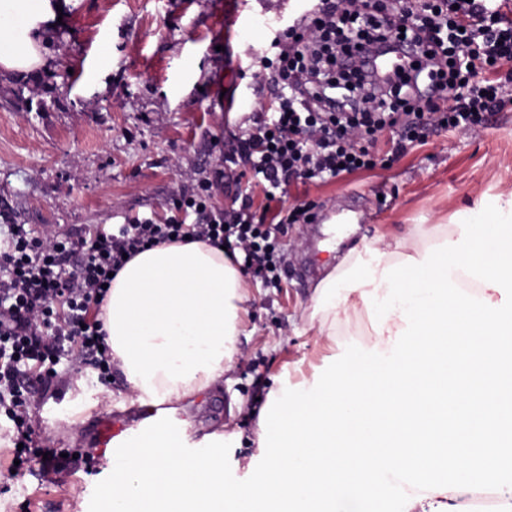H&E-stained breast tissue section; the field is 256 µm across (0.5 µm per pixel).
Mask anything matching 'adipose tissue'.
Masks as SVG:
<instances>
[{
    "label": "adipose tissue",
    "instance_id": "adipose-tissue-1",
    "mask_svg": "<svg viewBox=\"0 0 512 512\" xmlns=\"http://www.w3.org/2000/svg\"><path fill=\"white\" fill-rule=\"evenodd\" d=\"M61 0H0V69L45 64ZM468 247L430 230L349 251L316 285L308 317L319 335L363 314L374 340L313 382L280 384L259 412L265 457L249 483L224 480L221 447L240 434L205 436L209 451H182L189 421L156 423L112 464L121 478L112 512H372L383 497L399 512H466L488 488L509 497L512 463V197L476 211ZM475 281L469 295L461 278ZM241 271L201 241L140 252L111 283L100 318L129 391V406L176 413L214 390L231 368L246 300Z\"/></svg>",
    "mask_w": 512,
    "mask_h": 512
}]
</instances>
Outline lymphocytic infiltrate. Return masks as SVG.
Returning <instances> with one entry per match:
<instances>
[{"instance_id": "f902f5d3", "label": "lymphocytic infiltrate", "mask_w": 512, "mask_h": 512, "mask_svg": "<svg viewBox=\"0 0 512 512\" xmlns=\"http://www.w3.org/2000/svg\"><path fill=\"white\" fill-rule=\"evenodd\" d=\"M502 6V0H428L420 9L380 4L360 13L339 0H312L272 39L271 55L261 57L262 82L274 97L236 137L226 169L176 195L177 210L193 222L142 216L41 237L25 225H7L0 237V414L14 424L13 456L21 468L55 475L69 469L70 458L32 425V388L68 385L70 375L57 370L65 358L108 382L112 353L99 314L110 274L146 249L193 239L225 248L244 272L278 286L285 224L313 219L304 204L285 210L292 183L375 168L380 136L398 155L432 132L478 124L501 106L496 74L512 62V20ZM392 28L403 36L389 38ZM385 47L402 52L405 64L383 77L369 60ZM363 85L371 89L366 106L355 96ZM246 175L262 188L261 212H253L246 193L239 207L209 212L214 189L226 181L239 185Z\"/></svg>"}]
</instances>
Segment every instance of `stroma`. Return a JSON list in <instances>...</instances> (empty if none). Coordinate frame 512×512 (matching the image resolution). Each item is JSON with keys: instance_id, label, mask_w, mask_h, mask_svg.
<instances>
[{"instance_id": "stroma-1", "label": "stroma", "mask_w": 512, "mask_h": 512, "mask_svg": "<svg viewBox=\"0 0 512 512\" xmlns=\"http://www.w3.org/2000/svg\"><path fill=\"white\" fill-rule=\"evenodd\" d=\"M72 0L50 33L45 68L0 72V214L35 234L83 225L123 224L134 216L170 217L182 184L213 177L248 117L268 104L258 88L259 59L275 36L264 17L289 18L301 0ZM512 196V95L469 131L447 129L387 166L328 184L292 186L287 206L315 205L312 224H289L280 237L279 287L245 275L238 354L221 389L184 410L190 445L238 431L225 449L226 481L248 483L259 456L258 412L281 377L296 383L333 365L334 350L303 318L324 266L360 239L413 237L435 227L463 240L471 211ZM120 375L109 385L69 386L63 398L35 387L33 416L53 447L91 441L102 413L134 425L123 409ZM0 417V512H110L102 490L112 464L73 459L55 479L12 473Z\"/></svg>"}]
</instances>
